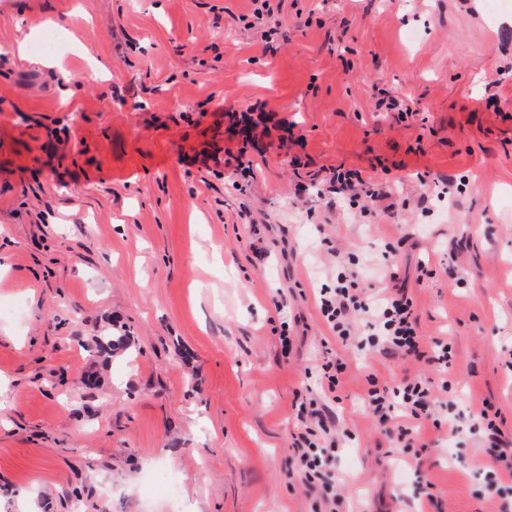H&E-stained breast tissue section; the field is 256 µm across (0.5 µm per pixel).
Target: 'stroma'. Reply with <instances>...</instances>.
I'll list each match as a JSON object with an SVG mask.
<instances>
[{"label":"stroma","instance_id":"35a3bbf8","mask_svg":"<svg viewBox=\"0 0 512 512\" xmlns=\"http://www.w3.org/2000/svg\"><path fill=\"white\" fill-rule=\"evenodd\" d=\"M50 29L69 51L19 56ZM339 166L389 181L391 211L298 194ZM347 261L393 273L447 373L334 336L316 293ZM0 306V512H319L293 405L328 354L346 512H512L474 466L483 401L512 439V12L0 0ZM115 329L129 350L99 354ZM407 374L448 382L419 455L363 401Z\"/></svg>","mask_w":512,"mask_h":512}]
</instances>
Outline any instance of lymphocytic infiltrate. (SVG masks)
<instances>
[{
    "label": "lymphocytic infiltrate",
    "instance_id": "1",
    "mask_svg": "<svg viewBox=\"0 0 512 512\" xmlns=\"http://www.w3.org/2000/svg\"><path fill=\"white\" fill-rule=\"evenodd\" d=\"M325 191L346 198L364 212L375 202L392 196L388 182L342 168L334 171ZM318 305L323 321L341 341L357 335L356 323L361 320L370 329L366 344L372 349L406 360H422L443 372L451 363L452 349L447 342L436 340L431 348H424L422 334L412 318L413 303L402 289L363 288L354 272L341 271L336 275L335 287L321 289ZM437 391L432 380L405 377L391 387L368 388L364 402L380 424L404 418V425L398 426L397 431L400 439L407 441L419 432L422 422L432 419ZM305 417L310 440L299 456L300 470L307 482H320L325 512H336L342 501L336 493V479L328 470L338 449L331 430L333 417L325 405L307 410ZM487 440L478 462L491 486L498 488L503 479L512 480V441L495 430L490 431Z\"/></svg>",
    "mask_w": 512,
    "mask_h": 512
}]
</instances>
